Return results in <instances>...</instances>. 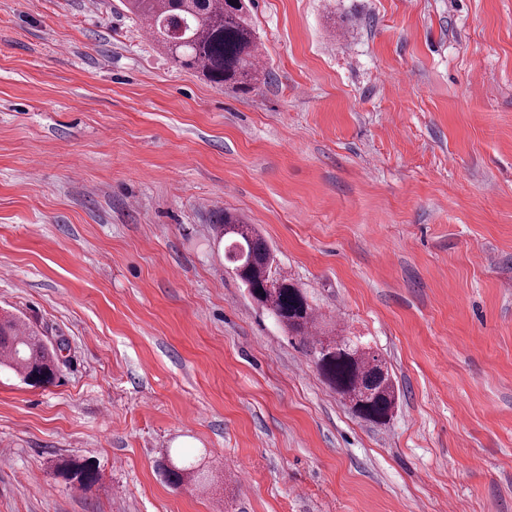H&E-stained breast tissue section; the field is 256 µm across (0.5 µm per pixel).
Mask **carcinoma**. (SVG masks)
Here are the masks:
<instances>
[{"instance_id":"cac0c4a2","label":"carcinoma","mask_w":512,"mask_h":512,"mask_svg":"<svg viewBox=\"0 0 512 512\" xmlns=\"http://www.w3.org/2000/svg\"><path fill=\"white\" fill-rule=\"evenodd\" d=\"M124 7L147 25L149 35L176 65L194 69L218 87L249 91L263 82L258 42L246 0H124ZM229 241L225 259L250 298L291 336L300 338L325 380L359 418L386 424L397 404V390L386 360L365 342L349 336L319 335V315L307 293L277 273L275 257L251 224L224 212L219 224ZM31 387L54 383L57 354L35 331L15 318L0 319V369ZM196 466L167 456L159 470L179 487ZM56 476L88 491L98 481L95 469L69 459Z\"/></svg>"}]
</instances>
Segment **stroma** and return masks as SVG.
Instances as JSON below:
<instances>
[{"label":"stroma","instance_id":"35a3bbf8","mask_svg":"<svg viewBox=\"0 0 512 512\" xmlns=\"http://www.w3.org/2000/svg\"><path fill=\"white\" fill-rule=\"evenodd\" d=\"M252 18L243 94L120 0H0V314L59 351L53 386L0 374V512H512V0ZM226 210L387 360L386 425L252 302ZM196 468L195 464L168 454L165 461L160 464L159 470L169 485L179 487L191 476V470ZM56 476L61 477L66 483L74 486L77 484V487L84 491L91 490L98 481L95 469L73 459H64L58 463Z\"/></svg>","mask_w":512,"mask_h":512}]
</instances>
